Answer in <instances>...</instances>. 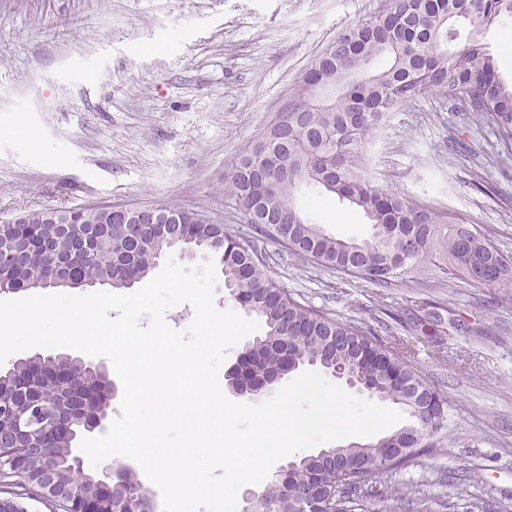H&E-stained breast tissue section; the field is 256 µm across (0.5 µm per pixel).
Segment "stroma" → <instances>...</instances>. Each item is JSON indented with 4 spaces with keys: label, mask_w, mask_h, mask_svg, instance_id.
Returning a JSON list of instances; mask_svg holds the SVG:
<instances>
[{
    "label": "stroma",
    "mask_w": 512,
    "mask_h": 512,
    "mask_svg": "<svg viewBox=\"0 0 512 512\" xmlns=\"http://www.w3.org/2000/svg\"><path fill=\"white\" fill-rule=\"evenodd\" d=\"M383 0H0V223L79 205H175L255 239L297 300L408 351L448 400V420L386 483L394 512H512V288H476L425 264L386 288L255 237L224 174L277 120L316 56ZM512 17L482 36L512 83ZM40 150H32L28 134ZM489 128L434 94L391 113L368 148L382 188L446 209L512 259V166ZM325 233L369 238L364 214L301 189ZM438 307V335L411 318Z\"/></svg>",
    "instance_id": "obj_1"
}]
</instances>
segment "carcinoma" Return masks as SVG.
<instances>
[{
  "label": "carcinoma",
  "mask_w": 512,
  "mask_h": 512,
  "mask_svg": "<svg viewBox=\"0 0 512 512\" xmlns=\"http://www.w3.org/2000/svg\"><path fill=\"white\" fill-rule=\"evenodd\" d=\"M512 16V0H389L382 12L337 34L311 65L333 85L327 92L303 76L288 111L265 133L262 143L224 176V193L240 210L254 215L256 233L275 239L284 251L379 288L405 279L430 263L446 274L461 272L471 285L512 288L507 261L466 222H448V213L418 197L387 192L366 170V146L391 112L428 92L452 102L457 112L487 125L495 137L499 163H512V87L499 78L484 51L483 32L502 16ZM469 28L464 44L454 24ZM276 182L259 186L257 171ZM310 187L336 195L364 212L372 236L343 240L329 236L300 207L297 192ZM184 217L182 231L219 259L231 300L259 318L265 333L248 342L227 374L236 393L270 375L280 378L302 365L328 373L350 363L360 372L362 391L401 406L408 417L388 435L367 443L350 442L291 461L243 512H370L392 494L379 475L406 466L427 450L426 440L447 421L448 404L408 362L405 352L364 327L339 321L300 302L268 274V259L255 245L170 205ZM73 224H47L33 211L23 223L0 224L11 259L0 263V279L22 290L43 287L51 273L82 288L83 280L104 276L113 288H129L145 278L162 252L179 242L154 232L151 224H114L106 207ZM126 243L128 254L108 250L82 264L73 260L79 226ZM69 382L60 393L57 378ZM417 387L433 413L419 417L408 404ZM112 400L106 372L66 353L35 354L0 371V482L17 479L23 492L0 497V512H28L35 497L53 512H156L135 475L119 467L109 486L84 469L74 444L93 416L105 417ZM34 420L60 418L67 432L43 448H28L14 432L13 414Z\"/></svg>",
  "instance_id": "cac0c4a2"
}]
</instances>
